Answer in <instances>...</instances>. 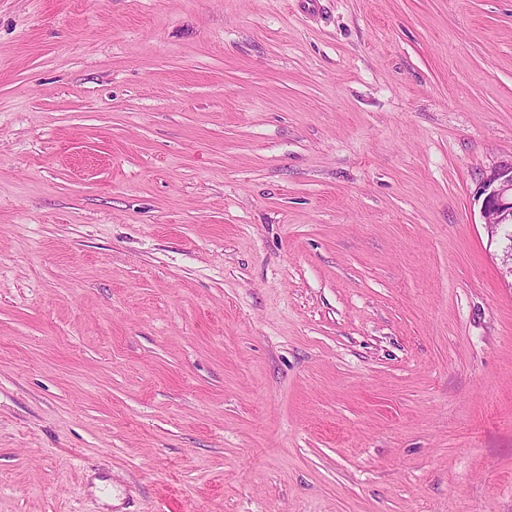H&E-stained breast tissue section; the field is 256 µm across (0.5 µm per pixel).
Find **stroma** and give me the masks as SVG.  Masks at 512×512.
<instances>
[{"label":"stroma","instance_id":"obj_1","mask_svg":"<svg viewBox=\"0 0 512 512\" xmlns=\"http://www.w3.org/2000/svg\"><path fill=\"white\" fill-rule=\"evenodd\" d=\"M512 0H0V512H512ZM478 198L491 242L502 234L507 243L502 249V263L512 279V158L502 161L482 180Z\"/></svg>","mask_w":512,"mask_h":512}]
</instances>
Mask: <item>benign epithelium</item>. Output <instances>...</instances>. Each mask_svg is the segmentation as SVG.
Wrapping results in <instances>:
<instances>
[{"instance_id": "7a95c632", "label": "benign epithelium", "mask_w": 512, "mask_h": 512, "mask_svg": "<svg viewBox=\"0 0 512 512\" xmlns=\"http://www.w3.org/2000/svg\"><path fill=\"white\" fill-rule=\"evenodd\" d=\"M478 197L488 236L506 240L502 263L512 276V159L501 162L482 180Z\"/></svg>"}]
</instances>
